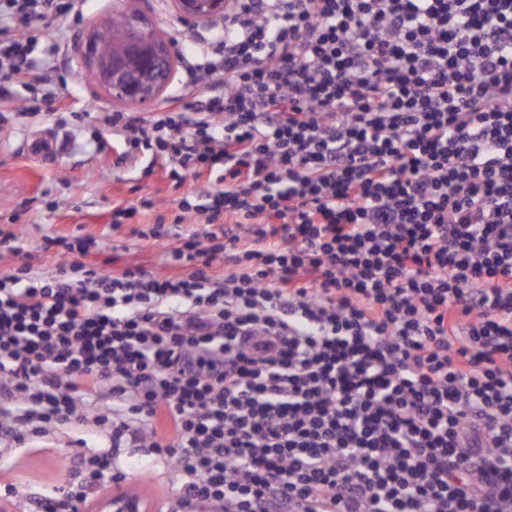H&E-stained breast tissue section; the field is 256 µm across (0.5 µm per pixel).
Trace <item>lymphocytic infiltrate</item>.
I'll return each instance as SVG.
<instances>
[{
	"instance_id": "obj_1",
	"label": "lymphocytic infiltrate",
	"mask_w": 512,
	"mask_h": 512,
	"mask_svg": "<svg viewBox=\"0 0 512 512\" xmlns=\"http://www.w3.org/2000/svg\"><path fill=\"white\" fill-rule=\"evenodd\" d=\"M79 6L0 0V123ZM205 58V93L110 118L205 190L128 228L170 274L91 236L0 274V436L110 443L0 500L81 512L128 445L178 512H512V0H225Z\"/></svg>"
}]
</instances>
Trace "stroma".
Masks as SVG:
<instances>
[{
    "mask_svg": "<svg viewBox=\"0 0 512 512\" xmlns=\"http://www.w3.org/2000/svg\"><path fill=\"white\" fill-rule=\"evenodd\" d=\"M129 2L153 22L160 37L175 46L176 57L162 100H169L190 82L188 66L199 63V47L217 46L224 35L223 17L206 22L183 19L175 0H83L79 14L68 18L65 25L42 20L34 24V36L50 32L62 51L46 70L44 84L15 87L14 96L22 104L49 87L63 96L66 112L59 119L19 113L0 124V227L15 221L22 224L24 251L35 269L47 277L58 271L61 247H44L43 240L63 235L91 236L103 243L104 251L89 254V261L100 263L114 255L119 264L150 266L165 274L155 249L135 242L127 233L113 234V206L150 193L154 214L131 220L132 225L141 227L153 223L155 213L169 212L176 198L189 196L195 205L206 202L193 182L174 187L162 169L154 168L151 154L139 155L133 162L125 160V146L113 142L106 118L126 111L127 106L113 101L79 65L78 44ZM46 131L63 139L64 148L53 162L42 164L30 158L28 146L34 134ZM98 448L89 424H72L39 440L36 450L22 456L11 451L4 459L20 461L30 472L34 482L24 491L31 494L56 485L65 461L75 454ZM143 462L140 450L121 449L119 465L136 476L135 490L143 495L148 512H159L174 497L179 478L161 468L147 481H139Z\"/></svg>",
    "mask_w": 512,
    "mask_h": 512,
    "instance_id": "35a3bbf8",
    "label": "stroma"
}]
</instances>
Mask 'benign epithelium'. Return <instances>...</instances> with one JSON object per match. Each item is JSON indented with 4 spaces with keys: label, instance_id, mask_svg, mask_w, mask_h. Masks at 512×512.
Masks as SVG:
<instances>
[{
    "label": "benign epithelium",
    "instance_id": "benign-epithelium-1",
    "mask_svg": "<svg viewBox=\"0 0 512 512\" xmlns=\"http://www.w3.org/2000/svg\"><path fill=\"white\" fill-rule=\"evenodd\" d=\"M177 4L185 17L199 21L224 12V0H177ZM98 42L99 34L94 33L80 50L93 81L115 100L151 103L166 84L173 64L170 46L157 35L154 27L140 15L129 18L128 50L142 55L146 73L150 75L148 80L137 72L125 70L121 59L101 53ZM110 503L116 507V512H137L136 501L121 486L113 492Z\"/></svg>",
    "mask_w": 512,
    "mask_h": 512
}]
</instances>
